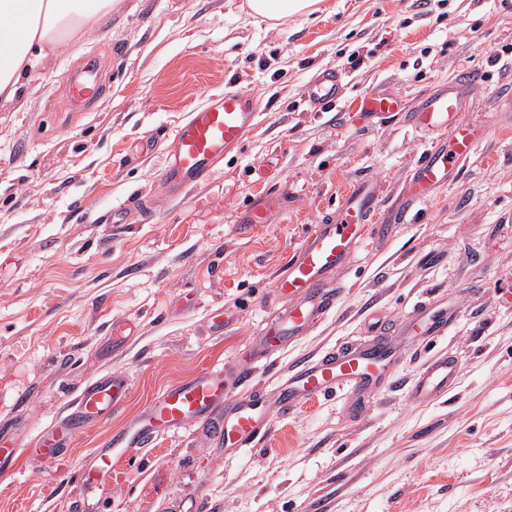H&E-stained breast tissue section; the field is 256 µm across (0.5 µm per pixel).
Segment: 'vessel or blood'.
Here are the masks:
<instances>
[{
    "mask_svg": "<svg viewBox=\"0 0 512 512\" xmlns=\"http://www.w3.org/2000/svg\"><path fill=\"white\" fill-rule=\"evenodd\" d=\"M480 75L469 74L452 82L448 89L425 93L410 109V123L426 140L406 187V203L394 221L408 223L418 203L449 184L455 172L476 150L481 131L458 124L472 88ZM347 82L344 74L325 70L308 85L303 104L310 112H327L342 100ZM69 104H89L103 95V79L95 59H88L62 84ZM366 111L385 115L402 109L392 94L365 98ZM259 114L251 93L232 89L210 96L192 107L184 120L170 132L171 147L160 172L168 199L180 200L188 191L203 188L217 166L255 130ZM282 202L271 197L252 205L241 217V227L271 223ZM377 195L372 181L365 180L347 191L325 223L314 225L302 246L278 274L275 288L292 302L267 323L255 350L288 345L335 308L338 295L328 283L342 267L369 226L377 223ZM418 325L423 335L438 338L448 330L447 309L422 310ZM139 325L131 319L113 321V348L119 349L136 336ZM392 351L378 344L368 349L342 348L304 363L278 390L283 409L300 401L348 389L355 403L384 382V371ZM459 367L448 355L432 359L415 379L411 395L419 400L446 395ZM129 394L123 373H110L80 390L68 403L63 420L35 438V451L54 460L62 455L75 436L91 422H105L121 408ZM262 394L232 396L227 392L224 370L205 368L159 391L125 429L112 433L93 459L80 472L77 512H102L109 499L112 463L128 449L151 447L159 435L187 424H203L225 450L240 452L266 435L270 428ZM17 425H0V472L13 474L24 451L16 443Z\"/></svg>",
    "mask_w": 512,
    "mask_h": 512,
    "instance_id": "1",
    "label": "vessel or blood"
}]
</instances>
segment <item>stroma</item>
<instances>
[{"label": "stroma", "instance_id": "stroma-1", "mask_svg": "<svg viewBox=\"0 0 512 512\" xmlns=\"http://www.w3.org/2000/svg\"><path fill=\"white\" fill-rule=\"evenodd\" d=\"M510 45L512 0H323L316 17L276 28L247 0H120L40 59L20 104L0 105V422L22 420L29 448L100 376L124 373L130 391L64 460L27 456L0 476V512H75L78 471L102 439L215 365L265 391L270 433L229 455L196 424L161 436L115 465L108 512H512V64L492 61ZM91 53L105 93L77 110L59 82ZM326 68L345 72L346 96L305 111L306 84ZM475 71L485 79L459 121L484 135L454 183L423 204V220L366 234L332 280V314L254 356L286 302L275 280L310 228L368 177L382 215L402 202L422 146L406 113L370 117L360 100L410 103ZM230 84L256 95L258 126L207 187L167 201V144L136 162L132 150ZM269 196L283 203L275 221L239 230ZM421 306L447 308L445 336H420ZM218 309L235 315L220 336ZM121 318L140 334L116 351L109 325ZM376 321L396 356L357 414L343 390L281 408L276 388L301 360L371 344ZM439 353L458 359L455 385L413 399Z\"/></svg>", "mask_w": 512, "mask_h": 512}]
</instances>
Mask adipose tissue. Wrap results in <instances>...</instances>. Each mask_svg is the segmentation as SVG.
I'll return each instance as SVG.
<instances>
[{"instance_id":"1","label":"adipose tissue","mask_w":512,"mask_h":512,"mask_svg":"<svg viewBox=\"0 0 512 512\" xmlns=\"http://www.w3.org/2000/svg\"><path fill=\"white\" fill-rule=\"evenodd\" d=\"M120 0H0V101H15L37 54L59 44ZM320 0H247L250 15L277 26L316 11Z\"/></svg>"}]
</instances>
